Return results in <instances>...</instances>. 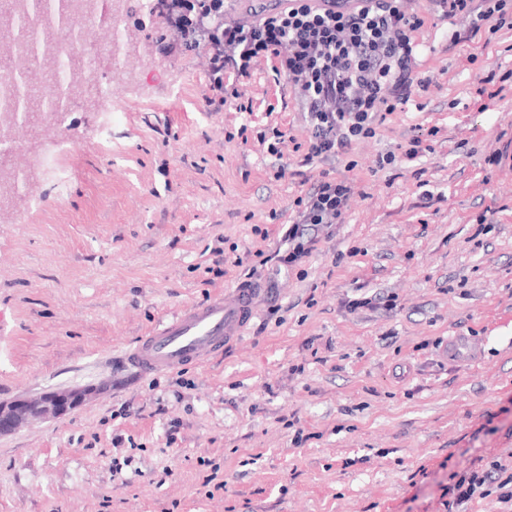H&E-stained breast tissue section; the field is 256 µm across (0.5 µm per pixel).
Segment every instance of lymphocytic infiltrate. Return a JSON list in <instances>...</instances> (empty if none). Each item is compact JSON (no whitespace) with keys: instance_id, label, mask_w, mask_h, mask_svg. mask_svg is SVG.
<instances>
[{"instance_id":"1","label":"lymphocytic infiltrate","mask_w":512,"mask_h":512,"mask_svg":"<svg viewBox=\"0 0 512 512\" xmlns=\"http://www.w3.org/2000/svg\"><path fill=\"white\" fill-rule=\"evenodd\" d=\"M288 9L252 23L225 19L224 0H166V22L177 44L209 49L214 105L238 98L234 85L256 59L274 60L307 114L308 149L302 165L346 154L353 141L371 138L387 114L405 109L431 81L421 76L417 31L427 17L446 23L468 20L454 31L453 45L477 60L492 37L512 22V0H358L356 8L321 11L317 0H288ZM351 192L347 183L320 174L306 197L300 219L291 224L288 263L305 251L307 227L338 224ZM455 504L496 496L512 503V467L490 461L487 468L463 474L452 486Z\"/></svg>"}]
</instances>
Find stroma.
I'll return each instance as SVG.
<instances>
[{"mask_svg": "<svg viewBox=\"0 0 512 512\" xmlns=\"http://www.w3.org/2000/svg\"><path fill=\"white\" fill-rule=\"evenodd\" d=\"M465 26L426 22L434 84L318 167L270 60L237 84L247 111L217 110L207 49L168 51L164 15L133 31L126 77L88 41L112 142L78 100L62 184L0 215V401L112 387L0 435V512H512L448 492L512 464V28L472 62L451 44ZM323 170L352 187L344 219L283 268ZM243 282L252 321L220 355L153 375L123 362ZM455 336L470 357H448Z\"/></svg>", "mask_w": 512, "mask_h": 512, "instance_id": "stroma-1", "label": "stroma"}]
</instances>
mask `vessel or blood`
<instances>
[{"instance_id":"b4317fda","label":"vessel or blood","mask_w":512,"mask_h":512,"mask_svg":"<svg viewBox=\"0 0 512 512\" xmlns=\"http://www.w3.org/2000/svg\"><path fill=\"white\" fill-rule=\"evenodd\" d=\"M252 295V289L241 288L234 304L215 296L175 313L141 337L127 361L144 375L208 362L247 328Z\"/></svg>"}]
</instances>
